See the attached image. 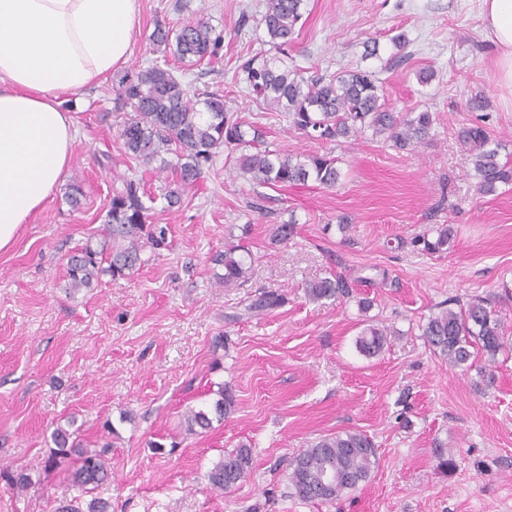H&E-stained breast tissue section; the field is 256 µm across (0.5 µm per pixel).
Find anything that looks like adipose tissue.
<instances>
[{
	"instance_id": "ef3b65f1",
	"label": "adipose tissue",
	"mask_w": 512,
	"mask_h": 512,
	"mask_svg": "<svg viewBox=\"0 0 512 512\" xmlns=\"http://www.w3.org/2000/svg\"><path fill=\"white\" fill-rule=\"evenodd\" d=\"M136 0H0V251L68 171L76 96L130 58ZM512 101V0H481Z\"/></svg>"
}]
</instances>
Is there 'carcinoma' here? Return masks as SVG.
<instances>
[{
    "instance_id": "1",
    "label": "carcinoma",
    "mask_w": 512,
    "mask_h": 512,
    "mask_svg": "<svg viewBox=\"0 0 512 512\" xmlns=\"http://www.w3.org/2000/svg\"><path fill=\"white\" fill-rule=\"evenodd\" d=\"M304 0H268L267 9L257 22L263 29V44L271 50L259 51L240 64L236 81L246 85L249 94L278 111L288 125L303 136L319 141H340L372 132L392 147L404 150L429 136L433 115L427 110L399 112L385 103L376 73L349 69L330 76L305 75L291 55L295 29L302 18ZM152 52L162 54L163 64H154L138 72L112 75V91L117 99L133 106L136 116L119 131L125 155L150 165L164 154L177 158L174 170L177 188L164 194L169 208L181 201L179 188L196 183L204 170L212 167L220 149L232 156L234 169L250 184L246 206L266 210L265 187L305 185L313 181L323 187L336 186L340 172L337 159L324 154L299 159L286 155L267 141V132L248 122L237 112L224 108V98L217 93L192 95L168 68L173 59L185 70L204 60L221 59L224 36L204 20L173 28L164 22L155 24L150 36ZM463 144L474 152V169L479 191L493 194L501 185H512V164L499 159V151L490 147L492 138L486 127L475 123L459 134ZM156 197L147 193L145 172L123 180L122 188L113 191L109 204L105 237L112 240V250L95 248L86 243L66 263L70 288H90L103 274L112 279L135 275L146 259V249L157 253L170 247L168 228L148 223ZM241 246L232 245L217 253L212 261L224 267V287L232 288L245 281L247 268L238 255ZM312 301L336 298L346 293L341 278H324L311 282L305 289ZM281 295L264 292L246 307L260 312L278 306ZM386 327L370 325L357 338L359 350L368 355L381 352L388 344ZM504 322L486 299L476 298L455 311L443 308L430 316L422 336L435 352L453 367L473 366V349L494 358L503 347ZM215 413L230 414L235 407L231 386H218ZM190 434L206 430L211 418L202 409H191L185 418ZM54 448L45 467L54 468L65 461L72 486L86 492L111 477L107 446L89 450L74 433L58 426L51 433ZM377 463V448L365 433L353 430L320 436L300 450L288 463L286 479L292 495L310 502H330L365 483ZM253 453L247 445L222 455L207 473L210 488L226 492L246 481L252 473ZM334 482L325 486L326 475ZM0 477L13 488L24 490L31 483L30 473L0 471ZM111 503L93 498L83 511L64 503L57 512H110Z\"/></svg>"
}]
</instances>
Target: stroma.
<instances>
[{
	"label": "stroma",
	"instance_id": "obj_1",
	"mask_svg": "<svg viewBox=\"0 0 512 512\" xmlns=\"http://www.w3.org/2000/svg\"><path fill=\"white\" fill-rule=\"evenodd\" d=\"M265 8L266 0H137L126 68L154 61L156 22L207 20L224 33V65L182 73L185 88L223 90L227 109L258 122L285 153L336 157V187L268 188L259 214L246 209L248 185L220 156L169 209L163 195L174 175L149 172L151 220L169 225L170 248L131 278L103 275L73 291L68 255L101 240L113 189L139 165L118 136L134 112L116 106L111 80L68 100L70 169L0 253V469L33 479L22 492L0 480V512H55L74 497L63 473L43 466L53 428L70 421L85 447L111 446L112 478L94 495L112 512H512V189L480 194L458 139L476 118L468 100L482 93L500 158L512 161V111L481 2L304 0L296 65L327 75L374 70L396 110L433 113L429 137L401 151L368 134L307 139L234 82L237 65L262 47ZM368 40L378 41V57L364 58ZM76 177L84 195L75 207L66 192ZM291 219L293 236L277 241V224ZM443 228L446 249L423 251L419 236L433 240ZM230 243L251 258L236 288L223 286L224 269L211 261ZM338 276L349 295L306 296L309 282ZM268 291L283 305L247 313ZM473 296L492 303L506 335L495 359L480 354L462 370L432 352L421 327L440 305ZM370 325L391 331L372 357L356 346ZM221 383L233 388L234 411L187 435L184 413L211 409ZM349 430L377 447L370 479L332 502L291 495L289 459ZM243 444L253 451L251 477L212 491L213 462ZM439 448L453 462L445 472Z\"/></svg>",
	"mask_w": 512,
	"mask_h": 512
}]
</instances>
